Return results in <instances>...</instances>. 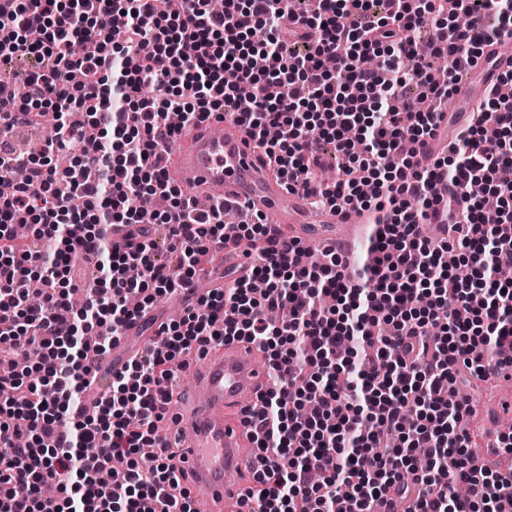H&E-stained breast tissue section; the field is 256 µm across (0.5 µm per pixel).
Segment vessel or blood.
<instances>
[{"instance_id":"vessel-or-blood-1","label":"vessel or blood","mask_w":512,"mask_h":512,"mask_svg":"<svg viewBox=\"0 0 512 512\" xmlns=\"http://www.w3.org/2000/svg\"><path fill=\"white\" fill-rule=\"evenodd\" d=\"M164 166L186 200L219 193L221 202L252 215H272L289 224L282 243L334 246L364 214L311 208L304 194L289 192L268 157L254 150L246 120L234 112L183 129L166 147ZM191 388L173 397L170 425L183 452L178 469L192 496L211 512H253L245 501L253 458L243 449L244 401L261 388L266 370L246 344L227 342L190 363Z\"/></svg>"}]
</instances>
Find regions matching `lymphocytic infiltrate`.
Returning a JSON list of instances; mask_svg holds the SVG:
<instances>
[{
	"mask_svg": "<svg viewBox=\"0 0 512 512\" xmlns=\"http://www.w3.org/2000/svg\"><path fill=\"white\" fill-rule=\"evenodd\" d=\"M13 0L0 9V64L33 68L0 112V363L42 355L0 378V512H198L161 437L172 380L207 343H249L271 386L247 424L257 512H371L390 490L418 495L407 512H504L512 475L485 469L465 427L469 377L512 371V71L483 97L433 166L405 145L436 134L435 115L485 47L512 35V0ZM465 14L458 26L451 12ZM494 16L496 26L485 24ZM434 23V76L414 33ZM85 51L77 56L74 43ZM413 83L419 100L404 97ZM291 85L294 94L283 97ZM248 90L253 141L287 187L313 204L374 216L363 263L338 253L296 264L279 232L258 225L250 272L211 289L149 348L113 372L94 409L80 395L103 354L156 296L194 285L202 256L236 249L220 208L187 209L160 152L181 126L237 110ZM54 131L17 153L18 125ZM182 116L181 126L168 121ZM80 143L69 168L54 154ZM333 145L350 177L322 187L312 172ZM496 197L487 210L473 182ZM164 194L166 209L131 206ZM447 219L433 244L420 225ZM129 227L126 246L108 227ZM170 258L155 259L154 232ZM93 263V295L70 301ZM97 449L86 469L82 451ZM413 475L412 484L402 480ZM465 496H456L455 485Z\"/></svg>",
	"mask_w": 512,
	"mask_h": 512,
	"instance_id": "f902f5d3",
	"label": "lymphocytic infiltrate"
}]
</instances>
